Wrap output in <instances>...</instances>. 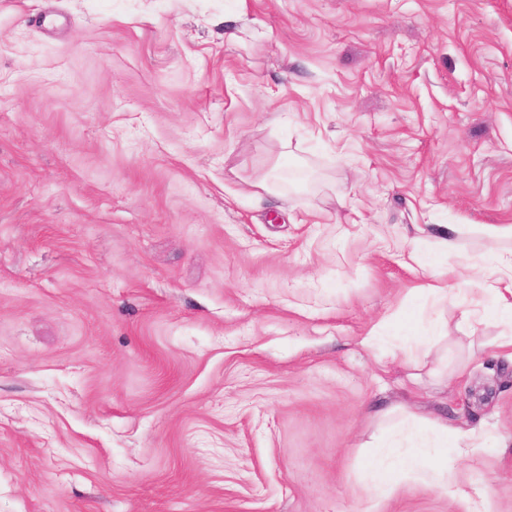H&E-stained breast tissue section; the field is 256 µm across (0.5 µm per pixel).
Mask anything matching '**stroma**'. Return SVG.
<instances>
[{
    "label": "stroma",
    "instance_id": "1",
    "mask_svg": "<svg viewBox=\"0 0 512 512\" xmlns=\"http://www.w3.org/2000/svg\"><path fill=\"white\" fill-rule=\"evenodd\" d=\"M508 224L512 0H0V512H463L400 405L512 512ZM485 290L497 300V303L482 312L464 310L461 313V322L473 327L475 322L492 315L506 316L512 322V251L508 256H500L497 259L494 277L487 283ZM397 424L388 426L380 447L382 454L374 457L367 491L373 500L388 495L395 490L397 478L415 474H425L429 484L444 494L452 493L455 480L434 457L440 448H448V422L436 418L428 421L425 428L416 430L411 435V448L402 452L401 441L393 430ZM450 447L456 448L460 455H475L482 449V437L473 430L457 428L450 433Z\"/></svg>",
    "mask_w": 512,
    "mask_h": 512
}]
</instances>
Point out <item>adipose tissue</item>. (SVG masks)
<instances>
[{
  "instance_id": "ef3b65f1",
  "label": "adipose tissue",
  "mask_w": 512,
  "mask_h": 512,
  "mask_svg": "<svg viewBox=\"0 0 512 512\" xmlns=\"http://www.w3.org/2000/svg\"><path fill=\"white\" fill-rule=\"evenodd\" d=\"M487 291L495 298V305L480 312L463 311L461 321L464 325L473 326L493 315L512 320V253L498 258ZM447 446L456 448L464 456L475 455L482 448V437L472 430L449 429L446 421L437 418L412 433L411 448L405 452L396 434L387 433L380 455L371 464L367 485L370 497L376 500L392 493L398 477L415 474L426 475L430 485L441 492H451L455 480L437 461L440 449Z\"/></svg>"
}]
</instances>
